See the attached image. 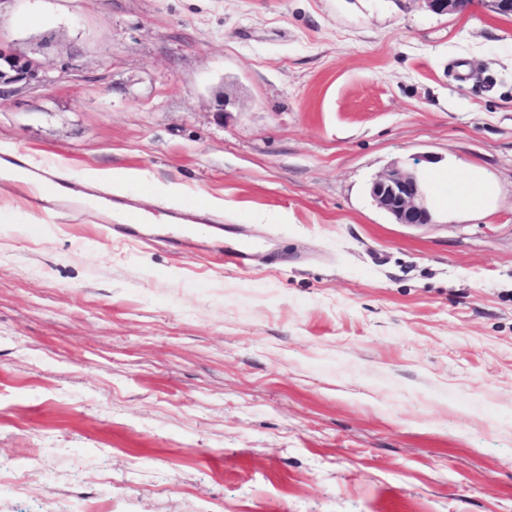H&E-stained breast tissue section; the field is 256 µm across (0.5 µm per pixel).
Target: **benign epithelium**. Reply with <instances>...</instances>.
<instances>
[{"label": "benign epithelium", "mask_w": 512, "mask_h": 512, "mask_svg": "<svg viewBox=\"0 0 512 512\" xmlns=\"http://www.w3.org/2000/svg\"><path fill=\"white\" fill-rule=\"evenodd\" d=\"M426 3L431 11L444 13L450 9H463L467 0H426ZM48 80L50 77L40 65L0 47V101L32 84ZM370 194L399 224L423 226L432 223V214L426 204L427 187L413 169L392 166L372 183Z\"/></svg>", "instance_id": "1"}]
</instances>
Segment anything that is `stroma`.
<instances>
[{
    "mask_svg": "<svg viewBox=\"0 0 512 512\" xmlns=\"http://www.w3.org/2000/svg\"><path fill=\"white\" fill-rule=\"evenodd\" d=\"M0 512H512V15L489 0H0ZM230 98L224 117L216 95ZM478 173L396 223L391 165ZM205 206L215 248L107 201ZM42 67L34 61L19 57L0 46V101L32 85L49 81ZM455 186L453 193L448 196V206L478 210L482 208L492 188L480 183L475 177L458 178L448 173V182Z\"/></svg>",
    "mask_w": 512,
    "mask_h": 512,
    "instance_id": "1",
    "label": "stroma"
}]
</instances>
